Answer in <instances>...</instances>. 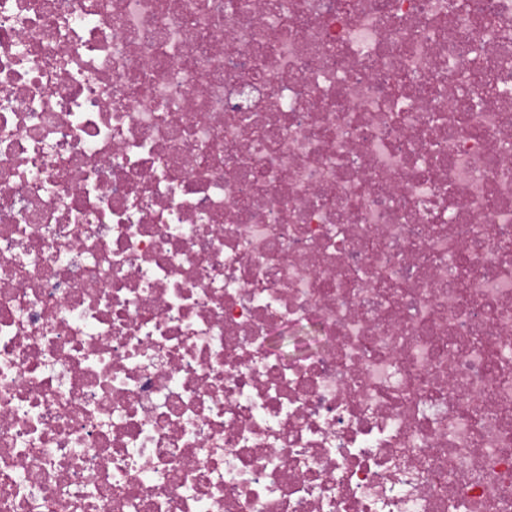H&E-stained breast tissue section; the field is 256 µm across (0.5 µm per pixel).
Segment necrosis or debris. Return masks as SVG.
Here are the masks:
<instances>
[{
    "instance_id": "necrosis-or-debris-1",
    "label": "necrosis or debris",
    "mask_w": 512,
    "mask_h": 512,
    "mask_svg": "<svg viewBox=\"0 0 512 512\" xmlns=\"http://www.w3.org/2000/svg\"><path fill=\"white\" fill-rule=\"evenodd\" d=\"M0 0V512H512V0Z\"/></svg>"
}]
</instances>
